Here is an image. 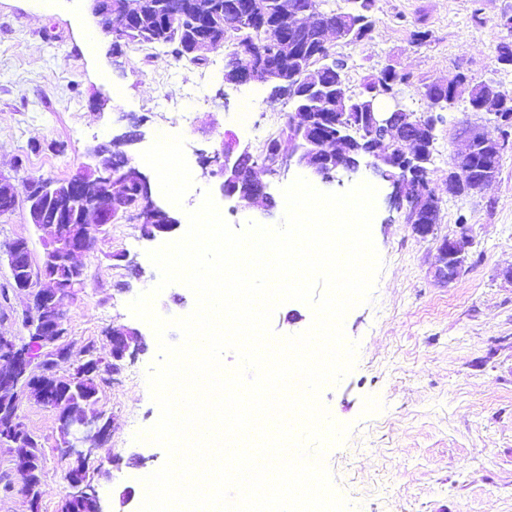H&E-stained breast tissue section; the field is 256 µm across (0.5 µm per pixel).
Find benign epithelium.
<instances>
[{
    "instance_id": "obj_1",
    "label": "benign epithelium",
    "mask_w": 512,
    "mask_h": 512,
    "mask_svg": "<svg viewBox=\"0 0 512 512\" xmlns=\"http://www.w3.org/2000/svg\"><path fill=\"white\" fill-rule=\"evenodd\" d=\"M94 15L104 13L130 22L139 13L138 0H93ZM219 43L213 37L208 24H199V32L188 44L187 52L207 56ZM314 65L305 66L308 77L307 98L299 100L298 92L303 79L288 71L282 63L256 61L252 50L244 49L236 57L228 59L224 80L245 85L260 82L273 91L297 101L296 110L288 123V137L294 141V150L285 155L276 151L274 159L262 167L271 177L279 176L295 167L324 182L334 179V173L342 169L354 172L361 161L370 159L368 166L383 180L390 182L393 192L391 205L403 214L404 223L411 226L414 234L426 237L433 233L438 220V208L432 202V193L426 184V174L432 162L430 147L434 140L437 122L414 121L407 114L406 121L396 124L392 114L399 111L398 95L386 87L368 100H361L348 91L344 69L336 73V106L338 112H320L317 97L323 90L311 74ZM467 81L458 76L448 84H441V94L430 99V112H445L452 107L461 87ZM487 102L476 107L486 112V122L496 123L490 105H504L512 101V93L501 88L491 79L486 90ZM394 102L389 110L382 103ZM139 141L137 131L115 135L106 144L90 148L95 164L81 166L69 176L57 181L30 182L27 186L25 206L29 223L42 232L43 256L66 270L62 278L47 275L43 264L32 258L30 241L20 237L8 246L7 262L14 290L30 301L26 327L30 342L18 344L15 339L0 336V437L8 440L7 447L19 449L16 473L25 490L29 512H39L40 490L32 478L34 460L28 453L34 437L20 421L18 410L22 396L52 409L60 424L61 441L68 448L70 459L65 478L73 493L64 501L61 512H104L95 488L89 478L88 463L93 449L105 442L110 435V422L100 412H88V407L72 401L69 390L72 383L91 375L102 376L100 362L84 350V358L74 367L71 379H63L53 370L46 379H33L32 365L49 362L58 366L70 357L66 336V321L60 309V299L83 287L85 272L77 261L88 251L106 226L116 223L129 211L139 213L148 231L144 238L173 232L180 221L171 210L157 204L152 195L148 177L132 163L129 147ZM495 145L489 166L493 167L498 155L504 153L509 142L488 136L485 128L478 125L472 133L463 137L460 156L472 153L478 144ZM235 145L223 144L222 151L214 154L215 163L224 182L221 190L226 197H235L246 205L264 204L270 208L273 199L267 192L268 184L257 174L250 147L234 153ZM490 182L477 178L471 187L464 185L463 177L456 169L448 172V193L468 190L477 193ZM133 186L137 191L135 204L126 201L123 191ZM472 241L467 229L453 237H446L439 246L436 277L443 282L455 280L463 271ZM107 340L112 353V374L124 366L126 358L144 350L142 334L133 328L110 327Z\"/></svg>"
}]
</instances>
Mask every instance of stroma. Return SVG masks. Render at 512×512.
<instances>
[{"label": "stroma", "instance_id": "stroma-1", "mask_svg": "<svg viewBox=\"0 0 512 512\" xmlns=\"http://www.w3.org/2000/svg\"><path fill=\"white\" fill-rule=\"evenodd\" d=\"M92 7V0H0V172L12 176L17 196H25L30 180L63 178L92 163L90 147L108 142L134 116L142 138L131 148L133 162L149 176L159 202L167 200L166 164L154 153L155 133L167 128L185 145L180 163L191 179L173 207L178 218L208 191L234 228L279 223L282 190L298 169L270 180L275 206L266 214L225 198L210 159L225 141L259 153L265 139L280 137L290 101L272 99L265 84L225 82L221 49L202 67L164 53L153 59L135 45L116 58L104 34L96 54H87L83 36L98 27ZM510 12L512 0H376L368 43L336 41L332 49L347 60L346 83L355 93L380 70L408 74L400 101L418 113L426 85L460 73L475 82L495 78L512 91V69L496 67L500 45L512 46V33L498 26ZM425 30L429 40L415 44L414 32ZM118 95L125 106H113ZM175 105L189 112L187 124L171 125ZM481 120L463 93L436 126L427 179L439 220L427 237L403 224L389 202L391 184L368 166L317 185L342 192L367 181L377 189L372 237L382 267L370 300L343 321L346 338L358 345L357 359L320 395L330 417L349 427L324 463L350 512H512V150L481 194L455 196L446 185L462 122ZM463 226L472 240L465 269L441 283L438 248ZM182 235L178 229L146 240L133 216L107 226L81 257L83 288L61 301L73 357L92 344L98 357L108 358L112 326L139 329L146 344L100 386L97 407L110 418L111 434L95 451L101 472L93 485L104 512H139L144 478L166 459L162 447L136 438L160 417L146 381L159 352L154 330L129 305L159 278L149 251ZM18 237L29 238L35 258H42L40 235L21 204L0 218V284L9 277L7 247ZM19 415L42 446L40 512H59L71 493L59 423L50 408L26 398ZM16 455L0 446V512H28Z\"/></svg>", "mask_w": 512, "mask_h": 512}]
</instances>
